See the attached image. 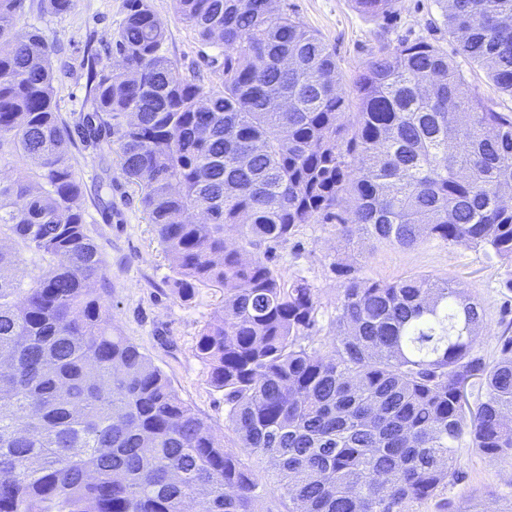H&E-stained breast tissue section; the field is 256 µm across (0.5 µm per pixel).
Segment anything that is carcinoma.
<instances>
[{
  "mask_svg": "<svg viewBox=\"0 0 512 512\" xmlns=\"http://www.w3.org/2000/svg\"><path fill=\"white\" fill-rule=\"evenodd\" d=\"M173 2L217 48L218 83L179 74L150 0H126L110 49L123 72L91 62L71 125L50 44L17 27L25 0H0V162L24 171L0 180V512H258L252 459L286 512H412L458 479L463 441L512 457V336L495 357L477 347L478 299L430 275L352 276L321 351L304 344L317 289L285 286L258 253L319 217L373 245L438 239L512 267V112L416 41L368 61L348 121L335 50L299 19L268 0ZM355 2L385 18L394 0ZM440 4L459 53L512 96V0ZM278 97L288 110L270 107ZM75 133L117 152L177 297L223 288L195 356L224 393L234 448L94 289L105 270L68 155Z\"/></svg>",
  "mask_w": 512,
  "mask_h": 512,
  "instance_id": "cac0c4a2",
  "label": "carcinoma"
}]
</instances>
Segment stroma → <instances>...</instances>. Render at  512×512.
<instances>
[{"instance_id": "35a3bbf8", "label": "stroma", "mask_w": 512, "mask_h": 512, "mask_svg": "<svg viewBox=\"0 0 512 512\" xmlns=\"http://www.w3.org/2000/svg\"><path fill=\"white\" fill-rule=\"evenodd\" d=\"M125 0H75L73 9L57 16L26 7L20 27H38L52 50L55 86L64 118L81 112L87 94L84 59L106 54L108 42L121 24ZM168 30L166 48L178 61L180 73L203 68L196 35L176 21L173 0H151ZM281 7L316 31L336 52L339 84L348 103L356 101V79L379 51H391L405 41L438 43L448 53L456 44L442 25L438 0H395L390 19L360 12L354 0H280ZM71 163L82 177L90 237L105 262V279L96 290L112 309V322L141 346L166 373L179 397L216 427H224V396L208 382V369L195 355L198 334L221 306L223 292L199 287L193 302L174 294L175 274L141 204L137 186L122 175L118 157L106 156L74 144ZM109 184L111 208L98 202L101 184ZM270 264L282 281L307 279L320 296L313 344L328 342L336 315V299L345 278L340 265L357 268L360 276L392 282L413 275L449 279L479 299L486 311L480 339L494 351L504 324H512V290L503 288L506 268L483 253L437 240L413 248L373 246L342 239L335 225L319 221L301 225L287 241L273 244ZM458 481L441 499L419 505L417 512H440V500L455 512H512V459L488 461L469 445H462Z\"/></svg>"}]
</instances>
